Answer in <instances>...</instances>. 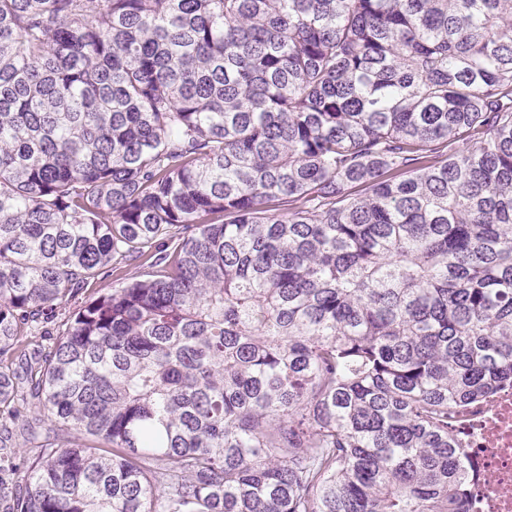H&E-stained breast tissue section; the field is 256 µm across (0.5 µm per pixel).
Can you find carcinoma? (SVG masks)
<instances>
[{
    "label": "carcinoma",
    "mask_w": 512,
    "mask_h": 512,
    "mask_svg": "<svg viewBox=\"0 0 512 512\" xmlns=\"http://www.w3.org/2000/svg\"><path fill=\"white\" fill-rule=\"evenodd\" d=\"M509 381L512 0H0V512H469ZM59 314L53 321L44 324L46 326V329H48L49 335L51 336H29L27 339H25L24 344L28 345V348H32L35 345H39V349L42 351V353H48L51 348L54 345L56 335L58 333V326L62 324V321L64 320V310L60 311ZM448 430L470 463V511L512 512V383L449 411Z\"/></svg>",
    "instance_id": "obj_1"
}]
</instances>
